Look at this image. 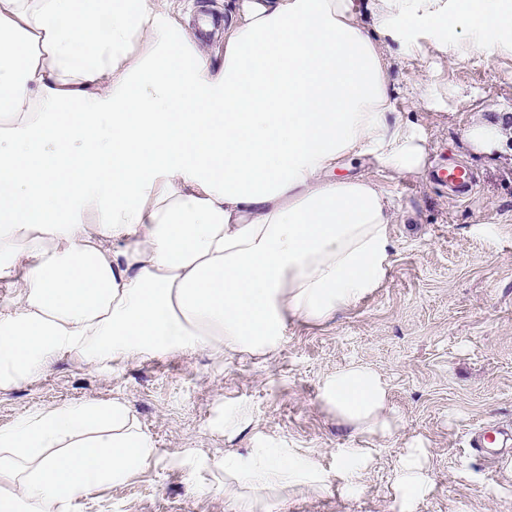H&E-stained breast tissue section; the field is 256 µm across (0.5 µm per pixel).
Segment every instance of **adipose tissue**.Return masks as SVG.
Returning a JSON list of instances; mask_svg holds the SVG:
<instances>
[{"label":"adipose tissue","instance_id":"1","mask_svg":"<svg viewBox=\"0 0 512 512\" xmlns=\"http://www.w3.org/2000/svg\"><path fill=\"white\" fill-rule=\"evenodd\" d=\"M169 8L0 0V280L17 285L0 390L65 356H266L294 319L358 303L388 265L391 204L375 179L332 172L426 160L391 117L382 37L423 25L461 32V57L512 49V0H240L219 66ZM318 398L358 433L397 428L368 366L327 376ZM157 453L120 402L34 410L0 428V512H68ZM310 477L287 449L254 448L225 457L223 491L255 512ZM429 488L408 449L404 512Z\"/></svg>","mask_w":512,"mask_h":512}]
</instances>
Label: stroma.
<instances>
[{"instance_id":"1","label":"stroma","mask_w":512,"mask_h":512,"mask_svg":"<svg viewBox=\"0 0 512 512\" xmlns=\"http://www.w3.org/2000/svg\"><path fill=\"white\" fill-rule=\"evenodd\" d=\"M223 13L224 0H171L173 20L218 63L224 27L203 30L197 19ZM385 49L393 116L423 139L425 166L398 175L362 155L337 171L374 177L393 205L380 287L323 323H289L265 357L200 351L110 371L63 357L0 391V427L36 409L117 398L154 439L159 454L147 468L71 512H236L216 490L224 457L265 441L312 463L316 480L258 512H400L395 474L414 446L426 448L432 480L414 512H512V454L491 464L465 446L474 427L512 426V153L492 159L465 147L473 121L512 111V50L460 59L421 26ZM450 160L477 176L472 199L427 179ZM353 364L386 383L393 435L359 434L319 403L323 379ZM346 448L372 454L351 483L336 471Z\"/></svg>"}]
</instances>
